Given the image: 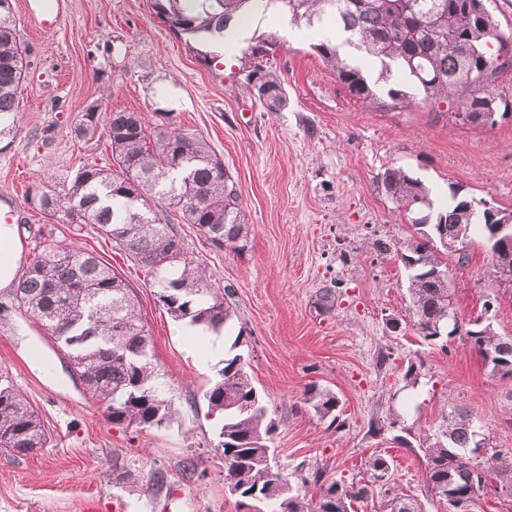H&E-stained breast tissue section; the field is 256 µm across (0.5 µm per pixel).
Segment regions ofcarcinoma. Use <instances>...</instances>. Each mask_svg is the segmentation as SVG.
Here are the masks:
<instances>
[{"label": "carcinoma", "instance_id": "carcinoma-1", "mask_svg": "<svg viewBox=\"0 0 512 512\" xmlns=\"http://www.w3.org/2000/svg\"><path fill=\"white\" fill-rule=\"evenodd\" d=\"M250 0H151L155 14L189 37L224 38ZM295 26L320 28L314 50L350 95L365 104L388 98L409 106L416 98L433 107L456 105L470 112L492 107L512 110V99L469 79L489 68L488 78L512 70V29H501L487 0H276ZM467 48L460 56L448 39ZM362 56L380 65L377 78L356 64ZM27 47L17 36L13 0H0V136L13 130L19 93L26 73ZM247 84L268 112L287 105L281 78L257 64ZM97 113H83L74 126L78 140L92 139ZM111 163H85L71 180H44L28 192L26 203L58 224H89L151 277L158 302L176 320L220 332L235 315V290L215 285L205 260L190 251L181 225L191 224L215 249H245L238 222V193L218 156L198 133L171 122L150 125L143 113L115 111L104 128ZM386 193L409 209L407 223L423 244L409 260V309L425 342L451 335L448 305L453 303L448 253L438 247L441 234L464 226L483 230L470 210L474 197L460 187L442 208H434L429 188L402 168L382 176ZM17 308L31 314L70 358L86 390L104 405L114 425L159 429L175 413L174 402L158 383L154 342L143 321L135 291L112 266L93 252L68 244L34 253L13 288ZM460 336L494 375L512 377V338L488 325L459 319ZM247 343L235 336L224 366L204 393L208 414H221L218 442L224 461V485L237 497H254L262 512H354V503L380 486L388 512H423L421 501L391 494L390 462L372 454L365 463L368 481H322L316 497L293 492L288 477L272 464L270 436L276 429L264 398L245 369L237 349ZM304 403L320 419L336 417L338 397L327 388L309 386ZM477 427L467 411L453 407L444 424L423 439L428 491L455 512L469 506L496 483L512 493V452L495 451L492 464L480 461ZM47 444L45 425L9 376L0 373V450L29 454ZM168 471L155 469L149 479L126 469L116 481L130 492L157 495L167 487Z\"/></svg>", "mask_w": 512, "mask_h": 512}]
</instances>
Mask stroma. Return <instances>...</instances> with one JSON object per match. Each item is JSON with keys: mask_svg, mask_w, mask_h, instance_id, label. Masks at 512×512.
<instances>
[{"mask_svg": "<svg viewBox=\"0 0 512 512\" xmlns=\"http://www.w3.org/2000/svg\"><path fill=\"white\" fill-rule=\"evenodd\" d=\"M16 29L28 67L15 126L0 137V194L20 202L19 268L35 250L73 243L95 251L136 290L155 345L165 390L177 408L163 428L112 424L103 405L73 376L32 316L0 289V370L39 413L50 433L27 456L0 453V512H239L224 486L214 448L219 423L203 393L220 364L208 359L158 303L144 269L91 227L73 233L26 205L37 179L72 178L80 162L108 164L105 138L75 140L80 115L136 110L150 123L169 120L198 131L236 184L244 251L215 250L192 225L184 232L220 285L236 291L225 331L248 337L246 370L278 428L272 446L293 486L312 494L315 470L329 480H356L376 452L391 460L393 492L417 496L425 512H448L425 482L422 431L438 428L451 407L479 423L489 449H512V379L491 375L460 337L430 345L409 316L406 272L398 253L411 233L381 176L401 167L421 179L435 205L450 184L512 210V116L465 124L420 105H366L314 52L313 30L290 25L276 6L250 0L248 26L206 59V45L173 32L150 0H61L60 21L42 28L34 0H14ZM272 35L265 59L284 83L288 106L263 110L245 89L253 61L245 38ZM460 317L492 301L497 331L512 336V283L499 278L490 253L475 243L469 261L448 260ZM332 289L334 303L319 298ZM399 319L391 330L390 319ZM416 383L406 386L408 366ZM336 393L337 418L306 412L309 385ZM195 458L202 479L178 467ZM170 475L169 494H133L113 473L133 469Z\"/></svg>", "mask_w": 512, "mask_h": 512, "instance_id": "35a3bbf8", "label": "stroma"}]
</instances>
